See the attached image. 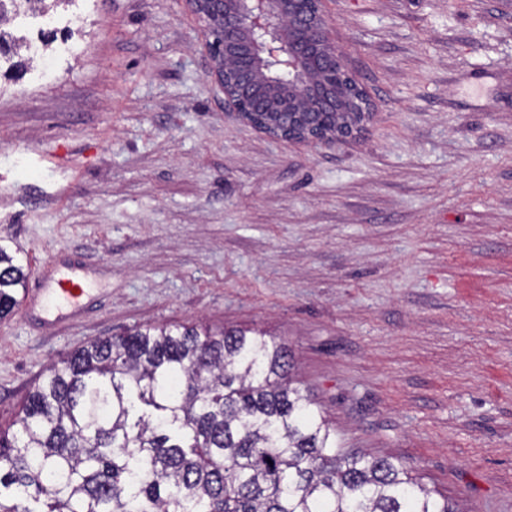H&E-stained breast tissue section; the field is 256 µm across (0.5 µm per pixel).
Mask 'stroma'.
Masks as SVG:
<instances>
[{"instance_id": "obj_1", "label": "stroma", "mask_w": 512, "mask_h": 512, "mask_svg": "<svg viewBox=\"0 0 512 512\" xmlns=\"http://www.w3.org/2000/svg\"><path fill=\"white\" fill-rule=\"evenodd\" d=\"M324 7L372 114L331 146L225 114L182 0L17 19L57 37L52 71L0 67V245L29 268L0 321V424L92 339L254 327L343 448L512 512V0ZM51 265L93 284L80 317L34 302Z\"/></svg>"}]
</instances>
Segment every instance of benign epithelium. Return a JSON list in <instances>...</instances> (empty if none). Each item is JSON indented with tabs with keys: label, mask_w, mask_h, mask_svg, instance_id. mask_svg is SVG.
I'll list each match as a JSON object with an SVG mask.
<instances>
[{
	"label": "benign epithelium",
	"mask_w": 512,
	"mask_h": 512,
	"mask_svg": "<svg viewBox=\"0 0 512 512\" xmlns=\"http://www.w3.org/2000/svg\"><path fill=\"white\" fill-rule=\"evenodd\" d=\"M224 111L285 143L333 144L369 116L322 0H183Z\"/></svg>",
	"instance_id": "obj_1"
}]
</instances>
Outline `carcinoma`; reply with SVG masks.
Returning <instances> with one entry per match:
<instances>
[{"instance_id": "cac0c4a2", "label": "carcinoma", "mask_w": 512, "mask_h": 512, "mask_svg": "<svg viewBox=\"0 0 512 512\" xmlns=\"http://www.w3.org/2000/svg\"><path fill=\"white\" fill-rule=\"evenodd\" d=\"M77 0H0V60L22 15ZM27 274L0 246V320ZM285 344L241 329L147 325L51 363L0 431V512H458L387 457L340 447ZM39 505L33 510L27 503Z\"/></svg>"}]
</instances>
